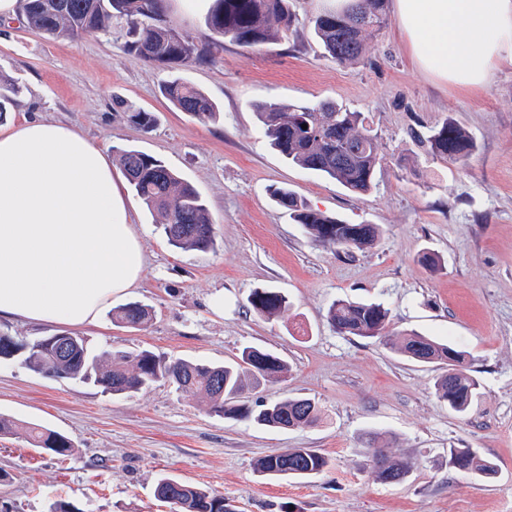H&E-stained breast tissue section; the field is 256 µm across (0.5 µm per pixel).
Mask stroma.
Masks as SVG:
<instances>
[{"label":"stroma","instance_id":"stroma-1","mask_svg":"<svg viewBox=\"0 0 512 512\" xmlns=\"http://www.w3.org/2000/svg\"><path fill=\"white\" fill-rule=\"evenodd\" d=\"M323 0H295L288 40L247 48L225 42L213 62L183 67L221 111L202 122L170 109L166 70L125 52L119 35L52 38L10 20L0 24V77L22 87L8 124L44 116L105 146L164 162L203 197L213 248L182 250L161 215L132 192L126 205L146 252L138 287L113 305L152 310L140 328H83L98 349L152 351L162 359L221 364L256 346L282 357L279 380L248 388V403L309 398L317 424L271 429L211 413L204 402L157 383L129 394L52 377L21 359L0 360V416L67 436L65 458L0 437V504L49 512L64 500L78 512H178L159 501V475L223 495L232 512H512V68L495 71L478 95L438 83L412 64L395 26L365 37L362 62L339 66L316 40L311 19ZM158 118L145 133L113 101ZM333 101L363 113L385 160L373 189L355 194L288 163L269 145L254 112ZM451 118L475 138L466 168L419 155L409 128ZM288 188L314 209L352 224H378L371 247L342 253L316 246L269 191ZM436 254L433 270L421 258ZM258 288L285 292L290 308L266 319L250 310ZM224 295L223 312L211 300ZM382 303L389 334L411 330L469 355L480 390L458 415L435 396L441 371L395 354L380 339L342 336L326 315L337 299ZM411 469L397 483L377 479L369 436ZM285 448H316L330 459L317 477L268 478L256 461ZM452 448H474L497 467L484 480L448 464Z\"/></svg>","mask_w":512,"mask_h":512}]
</instances>
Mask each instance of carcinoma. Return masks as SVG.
I'll list each match as a JSON object with an SVG mask.
<instances>
[{"label": "carcinoma", "instance_id": "1", "mask_svg": "<svg viewBox=\"0 0 512 512\" xmlns=\"http://www.w3.org/2000/svg\"><path fill=\"white\" fill-rule=\"evenodd\" d=\"M386 0H354L350 9L338 13L326 9L315 16L313 33L325 54L339 66L360 61L364 54L363 34L382 32L388 25ZM27 27L49 37H79L92 33H112V22L121 21L125 49L140 59L160 67L171 77L160 87L161 94L181 112L201 121H213L217 106L197 87L177 72L193 62L215 59L228 39L244 47H258L288 36L296 15L293 0H212L205 17L211 41L197 44L168 23L164 0H22ZM20 87L0 80V123ZM129 124L143 132L156 126L152 112L126 100L116 101ZM259 122L271 138L273 148L288 161L335 180L347 190L365 194L374 186L382 161L378 135L359 112H349L334 102L315 106L282 107L263 102L254 106ZM307 128H302V125ZM412 139L428 155L461 167L467 165L476 143L467 129L445 118L412 132ZM120 164L135 195L150 209L162 213L164 234L175 247L206 250L213 245L214 231L207 206L200 193L182 181L162 161L144 152L116 148ZM273 201L289 211L312 240L321 247L348 251L373 245L382 233L379 224H350L312 209L295 192L277 187L270 191ZM250 308L260 316L285 313L290 303L282 292L268 288L253 291ZM147 307L129 303L112 311V320L126 327H140L150 319ZM328 322L337 333L362 338H380L389 323L388 309L381 303L340 299L328 310ZM392 348L411 360L434 363L445 368L436 382L437 397L448 408L465 414L478 395L479 382L470 374L466 352L452 344L403 333L391 339ZM23 356L34 371L80 382L93 381L104 389L123 394L137 392L165 381L183 394L204 399L209 409L229 419L250 420L258 425L288 429L317 421L319 409L309 399H285L253 406L240 401L249 382L276 379L288 371L287 364L270 351L246 348L238 360L210 365L187 360L167 362L150 351L97 352L84 336L75 337L71 354L62 356L49 338L14 342L13 349L0 346V360ZM0 435L29 441L55 456L73 451L69 438L39 425L19 423L0 416ZM377 477L388 483L403 480L410 465L375 455ZM448 465L484 479L497 474L491 461L474 448H451ZM330 460L315 448H288L259 459L257 472L278 478L308 479L327 470ZM155 496L175 504L180 512H225L224 496L163 474L155 483Z\"/></svg>", "mask_w": 512, "mask_h": 512}]
</instances>
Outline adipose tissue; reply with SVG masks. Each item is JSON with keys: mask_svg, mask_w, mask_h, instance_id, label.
<instances>
[{"mask_svg": "<svg viewBox=\"0 0 512 512\" xmlns=\"http://www.w3.org/2000/svg\"><path fill=\"white\" fill-rule=\"evenodd\" d=\"M412 62L475 93L512 67V0H393ZM145 257L105 150L72 127H0V317L97 324Z\"/></svg>", "mask_w": 512, "mask_h": 512, "instance_id": "1", "label": "adipose tissue"}]
</instances>
